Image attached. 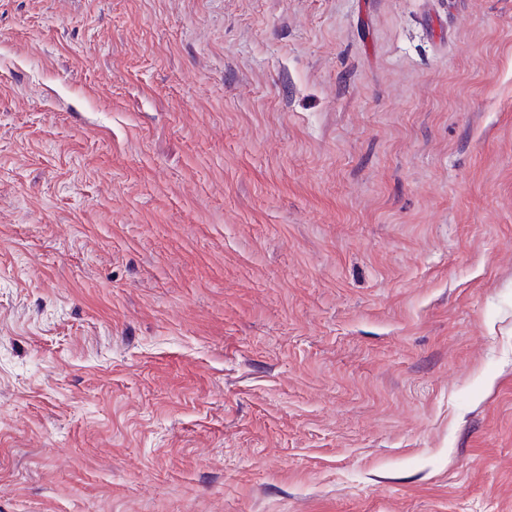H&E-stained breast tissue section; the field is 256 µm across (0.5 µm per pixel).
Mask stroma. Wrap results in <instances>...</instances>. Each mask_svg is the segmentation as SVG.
<instances>
[{"label": "stroma", "mask_w": 512, "mask_h": 512, "mask_svg": "<svg viewBox=\"0 0 512 512\" xmlns=\"http://www.w3.org/2000/svg\"><path fill=\"white\" fill-rule=\"evenodd\" d=\"M0 512H512V0H0Z\"/></svg>", "instance_id": "obj_1"}]
</instances>
